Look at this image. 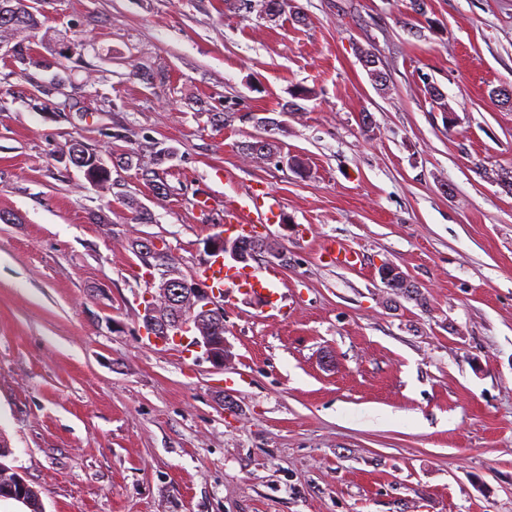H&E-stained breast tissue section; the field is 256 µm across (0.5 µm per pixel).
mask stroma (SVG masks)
Here are the masks:
<instances>
[{"label": "stroma", "instance_id": "35a3bbf8", "mask_svg": "<svg viewBox=\"0 0 512 512\" xmlns=\"http://www.w3.org/2000/svg\"><path fill=\"white\" fill-rule=\"evenodd\" d=\"M297 3L306 23L224 0H47L31 63L0 57V435L45 512H512V106L492 95L512 85V0ZM61 33L82 52L48 98ZM299 84L313 96L281 115ZM263 117L308 175L244 155ZM122 129L172 159L118 166ZM71 140L109 191L58 161ZM251 187L281 202L257 227L278 256L251 266L275 270L289 314L225 303L217 368L147 337L130 242L165 240L195 275ZM329 239L359 265L329 263ZM384 263L422 301L392 298Z\"/></svg>", "mask_w": 512, "mask_h": 512}]
</instances>
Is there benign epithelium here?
Instances as JSON below:
<instances>
[{
    "instance_id": "obj_1",
    "label": "benign epithelium",
    "mask_w": 512,
    "mask_h": 512,
    "mask_svg": "<svg viewBox=\"0 0 512 512\" xmlns=\"http://www.w3.org/2000/svg\"><path fill=\"white\" fill-rule=\"evenodd\" d=\"M267 239L254 236L250 240L239 237L232 238L224 232V226L214 227V234L207 241L210 256L224 262L231 259L235 263L247 264L256 253L266 250ZM143 247L136 250L141 257L144 267L151 270L153 265L150 258L164 254L162 242L154 238L141 240ZM378 276L385 288L395 297L415 298L418 286L396 265L384 263L378 268ZM148 292L146 299L150 301L144 325L153 327L154 317L161 315V311L170 306H180L183 313L174 318L169 324L163 326L167 332L165 336H158L156 340L167 341V337L184 338V334L191 329L197 330L192 339V345L203 351L205 359L216 366H223L225 360V341L221 335H213L212 323L224 314L223 308L217 303L216 291L211 283L200 277L184 278L174 274L161 283L153 276H147Z\"/></svg>"
}]
</instances>
